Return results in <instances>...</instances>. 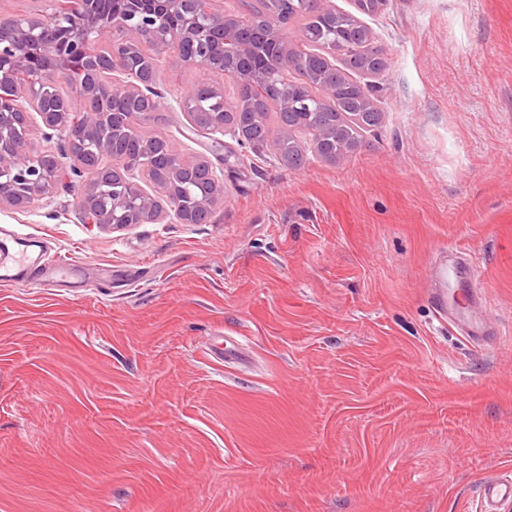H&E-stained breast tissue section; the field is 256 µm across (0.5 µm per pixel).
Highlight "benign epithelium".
I'll return each instance as SVG.
<instances>
[{
  "label": "benign epithelium",
  "instance_id": "1",
  "mask_svg": "<svg viewBox=\"0 0 512 512\" xmlns=\"http://www.w3.org/2000/svg\"><path fill=\"white\" fill-rule=\"evenodd\" d=\"M35 16L0 19V98L18 100L10 112H0V206L18 210L33 207L52 196L60 182L75 176L79 182L78 214L83 222L114 231L135 224H201L224 196V182L201 156L186 157L169 141L140 138V153L123 159L121 180L113 177L116 141L139 132L142 117L160 107L148 93L150 85L117 81L134 76L144 61L172 57L184 66H205L232 77L246 89L255 79H270L293 65V48L277 22L267 29L244 16L211 8V0H127V7L106 14L94 0H79L61 10L57 0H46ZM181 17L179 33L170 37L164 23L169 15ZM269 51L267 68L258 74L252 59L258 49ZM71 86V95L47 101L41 91L59 77ZM218 103L221 86L208 84ZM192 85L176 97L184 110L204 88ZM138 105V110L112 112L116 92ZM280 107L292 114L310 109L306 99L283 91ZM37 113L56 146L28 151L22 146L32 134L30 114ZM212 132L241 134L237 121L224 123V112H210ZM85 150L73 151L74 144ZM195 180L206 186L203 195L185 201L168 186ZM151 186L147 191L145 186Z\"/></svg>",
  "mask_w": 512,
  "mask_h": 512
}]
</instances>
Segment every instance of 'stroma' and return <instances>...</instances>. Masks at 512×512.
Instances as JSON below:
<instances>
[{
	"mask_svg": "<svg viewBox=\"0 0 512 512\" xmlns=\"http://www.w3.org/2000/svg\"><path fill=\"white\" fill-rule=\"evenodd\" d=\"M361 147L299 168L196 128L160 62L144 135L224 178L205 224L81 221L62 184L0 236V512H481L512 478V0H384ZM248 339L250 360L214 349Z\"/></svg>",
	"mask_w": 512,
	"mask_h": 512,
	"instance_id": "35a3bbf8",
	"label": "stroma"
}]
</instances>
